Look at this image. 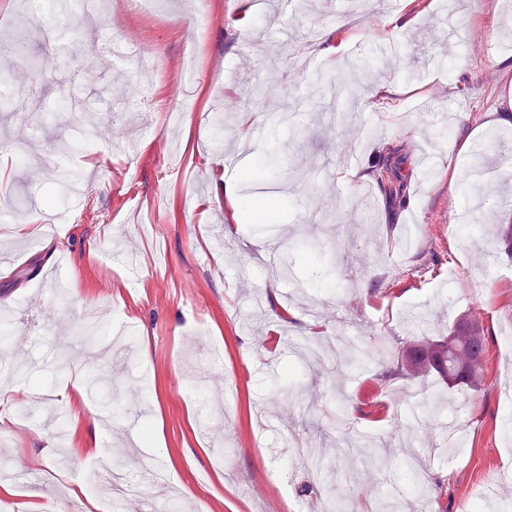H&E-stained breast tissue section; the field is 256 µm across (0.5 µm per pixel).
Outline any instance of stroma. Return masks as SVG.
<instances>
[{
    "label": "stroma",
    "mask_w": 512,
    "mask_h": 512,
    "mask_svg": "<svg viewBox=\"0 0 512 512\" xmlns=\"http://www.w3.org/2000/svg\"><path fill=\"white\" fill-rule=\"evenodd\" d=\"M42 0V26L70 16L54 40L40 28L29 56L32 121L0 105V386L44 387L62 399L68 363L108 371L68 413L71 469L46 451L40 409L0 457L26 462L30 486L0 495V512L98 506L88 491L115 450L128 481L122 508L178 512H323L354 492L370 504L439 512H512V260L482 280L494 225L512 224V9L501 0H157L151 12L107 0L94 18ZM322 31L312 63L292 48ZM482 45L473 53V45ZM335 85H318L319 77ZM443 97L432 98L433 85ZM394 87L385 107L362 103ZM233 115L229 132L216 113ZM501 178L474 205L456 172ZM277 147V171L251 180ZM388 158L407 184L392 200L366 177ZM361 171L348 180L347 170ZM248 207L232 221L219 180ZM279 195L276 224L249 218ZM68 213L35 237L10 223ZM477 317L487 343L478 389L435 375L382 380L402 342L447 334ZM104 337L81 345L85 327ZM351 336L389 357L324 360L295 383L294 339ZM466 438L440 449L415 482L410 442L448 410ZM374 435L376 460L361 451ZM323 451L322 493L295 443ZM170 475L138 479L141 461ZM86 496L71 501L72 484Z\"/></svg>",
    "instance_id": "obj_1"
}]
</instances>
